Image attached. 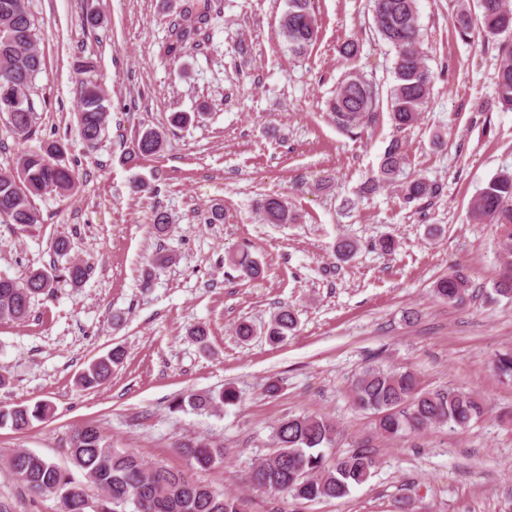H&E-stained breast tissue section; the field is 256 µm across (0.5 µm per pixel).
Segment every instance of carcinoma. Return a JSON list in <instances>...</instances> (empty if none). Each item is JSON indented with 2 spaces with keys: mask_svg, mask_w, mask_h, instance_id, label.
Instances as JSON below:
<instances>
[{
  "mask_svg": "<svg viewBox=\"0 0 512 512\" xmlns=\"http://www.w3.org/2000/svg\"><path fill=\"white\" fill-rule=\"evenodd\" d=\"M480 16L472 15L468 0H458L451 17L452 26L463 40L471 39L475 30L483 37L512 34V4L509 0H478ZM203 11L178 25L164 53L181 57L187 45L198 35L199 25L208 20ZM375 27L396 51L395 84L388 99L389 116L398 129L419 121L430 102L433 75L426 64L416 0H373ZM280 35L291 51L302 56L316 44L320 24L311 8V0H288V9L279 23ZM37 32L27 0H0V97L16 99L15 110L6 113L7 121L19 139L28 141L35 132L37 112L32 100L34 80L41 72L43 59L36 48ZM502 63L495 82V103L503 111H512V39L500 44ZM94 66L77 64L79 80L78 131L87 144L99 141L109 120L105 102L108 94L93 77ZM379 110L378 92L356 73L347 74L336 86V96L329 112L339 127L349 130L365 124ZM138 150L129 159L148 158L164 147V133L148 128L135 137ZM65 146L52 140L35 148L25 147L17 155L15 168L0 172V221L18 230L39 223L33 197L47 193L69 195L75 191L76 177L64 163ZM406 153L399 141H392L384 151L378 175L370 178L364 191L384 184L401 183L407 200H419L437 193V187L419 176L404 175ZM258 210L266 224H294L298 217L279 196L267 195ZM470 218L479 223L497 224L501 228L502 272L493 283L494 291L512 297V172L495 175L472 197ZM230 266L256 279L263 273L259 262L247 253H231ZM91 266L82 260L67 267V279L75 286L84 282ZM54 288V278L40 269H30L17 278L0 277V318L25 320L34 297ZM469 280L461 273L438 279L433 291L440 301L461 304L468 294ZM297 326L289 307L280 308L265 329L271 344L283 342ZM125 352L113 348L92 362L80 374L84 388L104 384L113 367L122 363ZM493 366L498 375L512 378V352L495 356ZM354 408L375 416V428L384 438L393 439L405 432L417 433L447 425L466 429L484 414V406L472 393L457 387L427 390L421 387L410 369H381L368 366L355 379L351 389ZM240 394L232 386L222 390L189 391L173 402L172 409L196 413H213L226 405L236 404ZM52 411L46 401L33 405L0 406V428L24 430L33 421L48 418ZM336 424L313 415H289L273 427L275 450L262 458L249 475V484L268 493L286 494L297 501L341 499L355 485L368 481L376 461L366 449L336 459L328 466L322 449L336 438ZM187 460L202 469H212L224 462V446L208 439H189L177 445ZM70 459L98 489V502L89 504L84 489L75 484L69 472L28 450H16L3 458L4 464L35 495H53L59 512H119L118 507L131 504L133 512H249V502L241 496H226L224 491L194 483L180 471L149 467L132 451L118 450L97 427H82L68 442Z\"/></svg>",
  "mask_w": 512,
  "mask_h": 512,
  "instance_id": "1",
  "label": "carcinoma"
}]
</instances>
